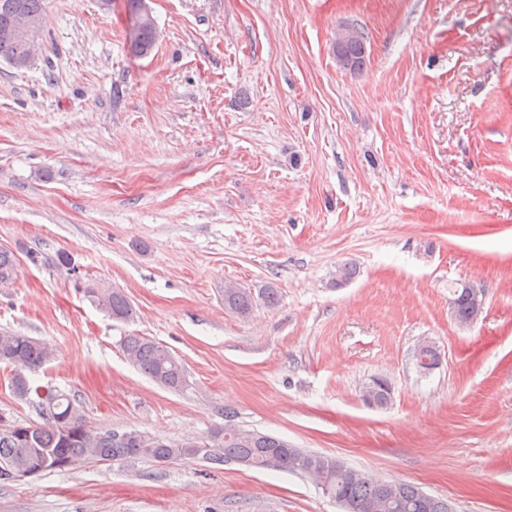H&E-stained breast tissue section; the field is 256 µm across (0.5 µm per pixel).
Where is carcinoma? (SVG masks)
I'll return each instance as SVG.
<instances>
[{
    "instance_id": "1",
    "label": "carcinoma",
    "mask_w": 512,
    "mask_h": 512,
    "mask_svg": "<svg viewBox=\"0 0 512 512\" xmlns=\"http://www.w3.org/2000/svg\"><path fill=\"white\" fill-rule=\"evenodd\" d=\"M130 26V50L138 56L149 55L158 40V31L152 17H139V0H127ZM27 19L44 31L43 0H0V57L17 66L30 60V44L11 39L4 33ZM336 58L349 70H358L365 63L364 38L344 28L336 34ZM19 261L15 254L0 249V285H8L18 277ZM471 283H460L451 301L456 320L464 321L474 309ZM87 296L108 316L128 321L134 309L127 296L116 288H103L97 283L83 287ZM256 300L251 292L234 284L224 286V307L242 317L249 315ZM125 359L142 374L169 390H178L186 382L182 363L166 346L146 336L127 335L119 341ZM54 350L36 338L13 332L0 333V363L12 367L11 386L21 399L33 400L42 422L14 423V431H0V481L9 479L1 470L41 468L42 472L56 470L54 461L95 460L103 457L118 462L152 458L158 462L203 456L216 464L232 460L247 468H267V458L275 453L280 457L279 470L306 475L315 480L323 493L334 500H343L347 512H418L415 498L419 488L407 482L393 483L386 488L382 482L362 472H356L344 461L294 448L287 441L241 426L222 428L208 435L209 443L202 446L197 439L169 441L150 437L137 430L129 431L126 443L112 440V432L92 427L83 406L74 394L50 387H31L25 372L49 362ZM363 399L382 407L390 400V391L381 384L369 383Z\"/></svg>"
}]
</instances>
